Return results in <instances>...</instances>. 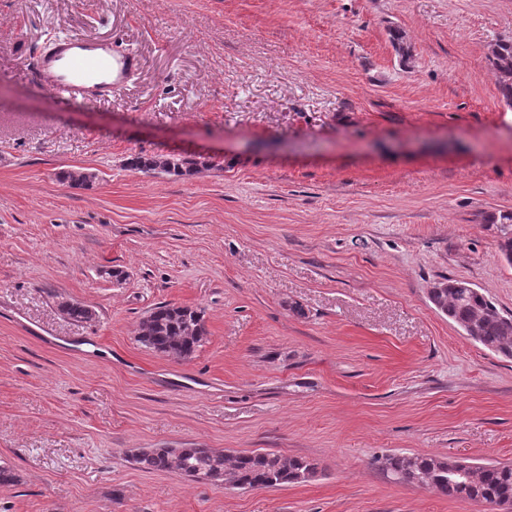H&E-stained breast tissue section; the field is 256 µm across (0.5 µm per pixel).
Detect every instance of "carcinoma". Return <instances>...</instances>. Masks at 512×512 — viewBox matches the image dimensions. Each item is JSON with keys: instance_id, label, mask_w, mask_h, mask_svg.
Segmentation results:
<instances>
[{"instance_id": "cac0c4a2", "label": "carcinoma", "mask_w": 512, "mask_h": 512, "mask_svg": "<svg viewBox=\"0 0 512 512\" xmlns=\"http://www.w3.org/2000/svg\"><path fill=\"white\" fill-rule=\"evenodd\" d=\"M488 60L498 74L499 89L512 103V37L499 38L490 45ZM128 166L144 172L190 176L211 167L206 159L173 155H134ZM95 175L78 169L62 174L72 187L89 188ZM501 255L512 254V214L495 221ZM450 279L430 289L435 308L448 316L464 332H475L473 340L485 348L512 357V316L502 314L479 290L455 287ZM61 311L76 321L92 317L89 308L77 302L62 301ZM206 329L201 312L186 306L161 305L143 320L141 344L161 355L188 358L201 345ZM131 460L140 468L173 471L192 480L204 475L209 481L235 489H255L309 481L317 473L314 463L274 452L250 451L228 455L210 448H139ZM382 468L401 481L421 484L444 496L480 501L492 507L512 508V466L488 463L477 466L467 461L435 456L388 455Z\"/></svg>"}]
</instances>
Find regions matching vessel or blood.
Segmentation results:
<instances>
[{"label": "vessel or blood", "mask_w": 512, "mask_h": 512, "mask_svg": "<svg viewBox=\"0 0 512 512\" xmlns=\"http://www.w3.org/2000/svg\"><path fill=\"white\" fill-rule=\"evenodd\" d=\"M139 55L106 40L67 37L41 52L36 84L70 99L98 101L122 92L139 71Z\"/></svg>", "instance_id": "1"}]
</instances>
